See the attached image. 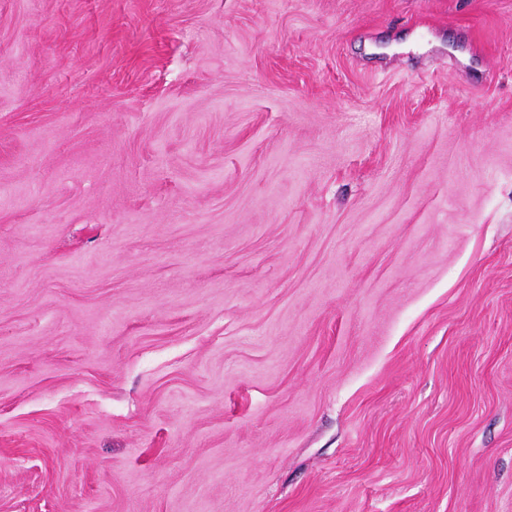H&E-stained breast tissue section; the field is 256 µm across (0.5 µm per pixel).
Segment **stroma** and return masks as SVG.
Wrapping results in <instances>:
<instances>
[{"mask_svg":"<svg viewBox=\"0 0 512 512\" xmlns=\"http://www.w3.org/2000/svg\"><path fill=\"white\" fill-rule=\"evenodd\" d=\"M0 512H512V0H0Z\"/></svg>","mask_w":512,"mask_h":512,"instance_id":"obj_1","label":"stroma"}]
</instances>
